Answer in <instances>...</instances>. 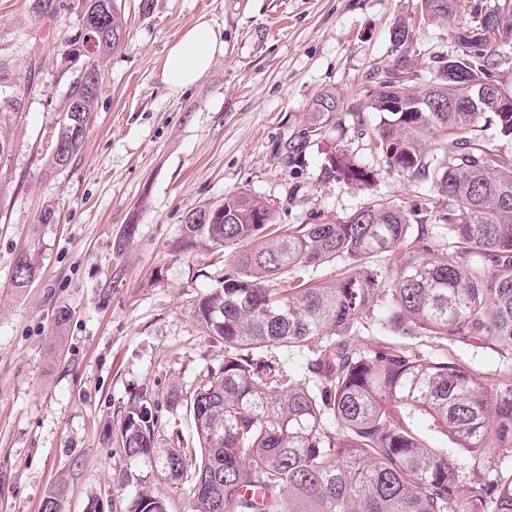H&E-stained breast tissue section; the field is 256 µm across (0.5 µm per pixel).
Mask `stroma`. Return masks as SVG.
<instances>
[{
	"label": "stroma",
	"mask_w": 512,
	"mask_h": 512,
	"mask_svg": "<svg viewBox=\"0 0 512 512\" xmlns=\"http://www.w3.org/2000/svg\"><path fill=\"white\" fill-rule=\"evenodd\" d=\"M127 19L121 48L101 71L102 91L81 151L64 169L47 166L78 68L59 52L82 25V0H56L39 25L28 0H0V63L27 86L0 159L8 197L0 205V512H41L58 475L67 479L65 512L99 503L114 512L126 496L124 472L162 495L167 512H188L192 482L131 462L120 426L132 397L150 395L161 447L198 449L193 421L172 408V390L190 393L224 365V343L197 325L191 309L218 287L233 251L179 247L186 216L226 193L247 189L276 209L275 229L342 217L372 200L415 201L437 215L442 198L427 184L388 171L355 118L343 116L324 142L307 144L290 168L311 100L371 87L397 54L391 32L417 0H118ZM219 28L224 53L192 88L173 95L161 80L171 45L197 18ZM451 25L418 28L426 49L414 72L428 81L429 58L452 54ZM376 169L370 190L320 175L325 144ZM56 220L40 223L46 206ZM138 231L124 240L129 221ZM39 272L12 284L20 253ZM70 310L56 329L58 308ZM497 380L502 356L452 343L415 342Z\"/></svg>",
	"instance_id": "obj_1"
}]
</instances>
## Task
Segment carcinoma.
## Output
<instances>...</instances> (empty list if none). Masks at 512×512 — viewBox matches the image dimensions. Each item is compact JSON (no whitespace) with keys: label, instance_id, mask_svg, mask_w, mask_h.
<instances>
[{"label":"carcinoma","instance_id":"1","mask_svg":"<svg viewBox=\"0 0 512 512\" xmlns=\"http://www.w3.org/2000/svg\"><path fill=\"white\" fill-rule=\"evenodd\" d=\"M55 0H30V22L56 11ZM84 0L82 30L65 42L64 65L82 62L67 97L56 140L67 160L81 149L101 92V68L122 45L125 16L112 0ZM454 55L432 57L436 80L421 84L408 72L422 55L407 22L393 28L402 48L374 89L351 103L333 90L308 106L303 137L288 145L301 159L313 137L339 124L337 116L368 111L371 150L386 168L411 182H428L446 199L438 228L447 243L414 232L422 212L373 200L322 224L270 233L275 210L249 190L209 206L214 219L186 218L181 245L205 240L238 250L222 286L203 294L192 316L224 341V367L190 395L186 407L203 448L197 459L182 448H159L158 417L140 393L122 424L125 455L176 482L193 476L191 512H512V363L504 380L421 355L412 341L512 348V157L486 144L484 132L512 140V112H471L468 86L491 87L512 64V12L489 15L468 0H418V25L446 24L460 15ZM96 50L84 52L88 28ZM0 70V146L10 142L9 117L21 110ZM323 179L363 189L374 170L334 145L323 151ZM382 255V265L367 259ZM336 276L312 285L303 272L327 262ZM37 267L18 257L13 284L25 288ZM402 339L369 348L351 343L369 327ZM305 352L290 368L268 352ZM448 438L431 448L414 419ZM134 486L123 512H167L164 499ZM65 484L51 486L41 512H63Z\"/></svg>","mask_w":512,"mask_h":512}]
</instances>
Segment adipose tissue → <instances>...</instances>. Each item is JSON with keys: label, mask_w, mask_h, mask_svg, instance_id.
I'll return each instance as SVG.
<instances>
[{"label": "adipose tissue", "mask_w": 512, "mask_h": 512, "mask_svg": "<svg viewBox=\"0 0 512 512\" xmlns=\"http://www.w3.org/2000/svg\"><path fill=\"white\" fill-rule=\"evenodd\" d=\"M224 52V43L211 20L199 17L170 47L162 64L161 78L171 94L185 92L211 69Z\"/></svg>", "instance_id": "adipose-tissue-1"}]
</instances>
